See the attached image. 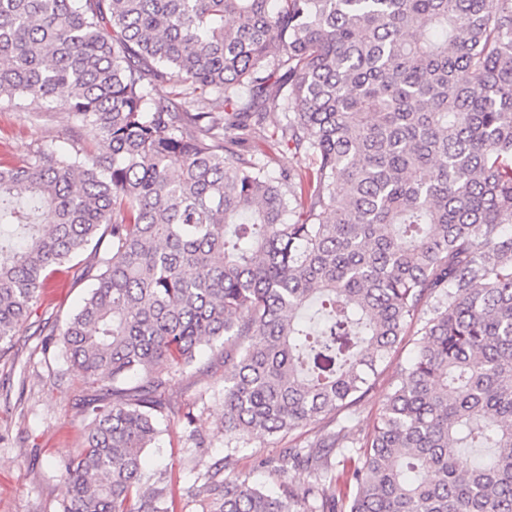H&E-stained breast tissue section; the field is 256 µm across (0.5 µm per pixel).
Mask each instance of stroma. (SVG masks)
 <instances>
[{"label":"stroma","mask_w":512,"mask_h":512,"mask_svg":"<svg viewBox=\"0 0 512 512\" xmlns=\"http://www.w3.org/2000/svg\"><path fill=\"white\" fill-rule=\"evenodd\" d=\"M74 119L40 99L20 106L0 101V161H13L43 149H71ZM45 291L32 317L23 325L10 352L11 365L0 362V512H60L64 496L62 476L76 456L82 428L75 402L83 385L60 351H46L36 330L62 327L89 286L88 280L58 274ZM415 331H408L372 376L368 390L352 408L320 418L286 435H266L241 445L236 453L238 472L268 488L282 480L306 483V471L274 472L281 449L302 447L326 427L344 424L357 437L365 436L397 382L400 369L414 353ZM221 373L201 374L189 369L173 373L168 385L172 401L200 414L208 440L206 457L224 454V413ZM195 450L180 425H172L146 456L150 469L171 472L175 495L193 482L190 473Z\"/></svg>","instance_id":"obj_1"}]
</instances>
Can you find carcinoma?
<instances>
[{"label": "carcinoma", "mask_w": 512, "mask_h": 512, "mask_svg": "<svg viewBox=\"0 0 512 512\" xmlns=\"http://www.w3.org/2000/svg\"><path fill=\"white\" fill-rule=\"evenodd\" d=\"M30 97L78 131L0 163V359L111 242L44 340L106 390L61 512H176L143 457L175 421L206 446L165 394L191 366L224 373L196 512H512V0H0V100ZM255 140L304 162L276 175ZM419 319L370 433L283 449L312 481L278 493L235 472L250 437L355 404Z\"/></svg>", "instance_id": "obj_1"}]
</instances>
